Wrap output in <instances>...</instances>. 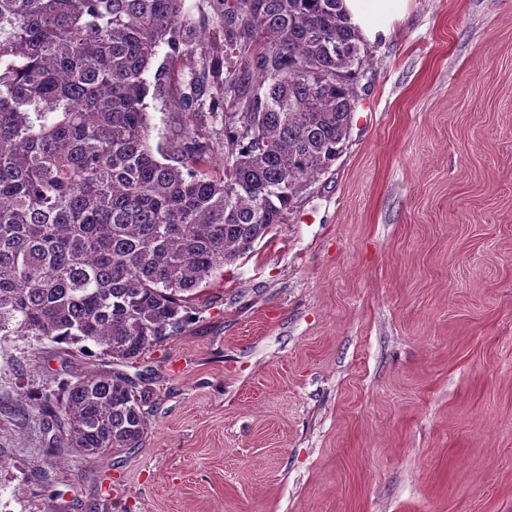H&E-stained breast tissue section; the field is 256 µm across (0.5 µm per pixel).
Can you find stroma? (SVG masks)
Returning <instances> with one entry per match:
<instances>
[{
    "instance_id": "obj_1",
    "label": "stroma",
    "mask_w": 512,
    "mask_h": 512,
    "mask_svg": "<svg viewBox=\"0 0 512 512\" xmlns=\"http://www.w3.org/2000/svg\"><path fill=\"white\" fill-rule=\"evenodd\" d=\"M184 12L181 92L224 38ZM365 48L344 152L128 368L142 447L53 445L112 360L0 338V512H512V0H409Z\"/></svg>"
}]
</instances>
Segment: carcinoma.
<instances>
[{
  "label": "carcinoma",
  "mask_w": 512,
  "mask_h": 512,
  "mask_svg": "<svg viewBox=\"0 0 512 512\" xmlns=\"http://www.w3.org/2000/svg\"><path fill=\"white\" fill-rule=\"evenodd\" d=\"M183 5L0 0V332L140 361L343 153L365 59L340 0H217L222 96L180 93L183 123L152 145L158 48L194 39ZM145 403L114 369L63 384L52 422L83 456L121 453L142 447Z\"/></svg>",
  "instance_id": "cac0c4a2"
}]
</instances>
